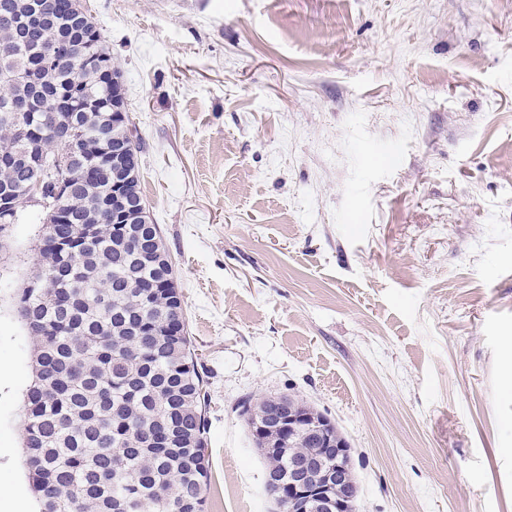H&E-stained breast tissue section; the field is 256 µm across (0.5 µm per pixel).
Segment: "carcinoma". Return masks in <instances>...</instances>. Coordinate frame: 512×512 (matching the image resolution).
<instances>
[{"label":"carcinoma","instance_id":"cac0c4a2","mask_svg":"<svg viewBox=\"0 0 512 512\" xmlns=\"http://www.w3.org/2000/svg\"><path fill=\"white\" fill-rule=\"evenodd\" d=\"M17 2L16 24L0 20V190L23 201L41 168L26 156L18 130L32 128L54 157L58 105L107 97L110 86L98 70L108 68L112 54L98 28L75 21L71 0ZM60 41L68 52L46 59V47ZM87 55L96 57L97 70L81 65ZM41 63L40 111L30 120L11 110V101L30 93L11 77ZM76 120L82 143L112 141V124L83 110ZM59 176L73 193L63 209L67 222L53 230L74 240L78 251L65 257L42 241L36 272L15 302L36 352L21 420L38 512H125L129 503L138 512H184L189 498L205 512L207 399L174 267L137 261L134 246L112 232V215L99 209L112 193L106 158L91 168L76 156L44 181ZM19 219L48 224L56 217L42 208ZM289 400L307 417L303 424L316 423L348 443L327 415L302 399ZM269 401L242 403L246 426ZM313 454L321 447L303 429L263 460L286 482L288 460Z\"/></svg>","mask_w":512,"mask_h":512}]
</instances>
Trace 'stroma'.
<instances>
[{
  "mask_svg": "<svg viewBox=\"0 0 512 512\" xmlns=\"http://www.w3.org/2000/svg\"><path fill=\"white\" fill-rule=\"evenodd\" d=\"M209 394L206 512H273L246 398L352 448L359 512H512V0H85ZM0 240V512L35 508ZM281 396H269L267 398H264L260 401H257L255 403H252L251 400L247 399L245 400L241 407H242V415L244 416V421L249 429V432L251 434L253 443L255 445V448H267V442L269 439V435L254 433L251 429V425L253 424L254 420L259 417L260 413L263 411L265 406H267L268 402L271 400V398H281ZM284 397H288V399L296 406L299 415L308 416L309 420L301 421L304 425L316 423L320 426H323L325 431L331 437H334L335 440L337 439L338 441H342L347 447H349V443L345 434L335 422L327 417V415L320 412L314 406H311L302 399H298L290 395Z\"/></svg>",
  "mask_w": 512,
  "mask_h": 512,
  "instance_id": "stroma-1",
  "label": "stroma"
}]
</instances>
